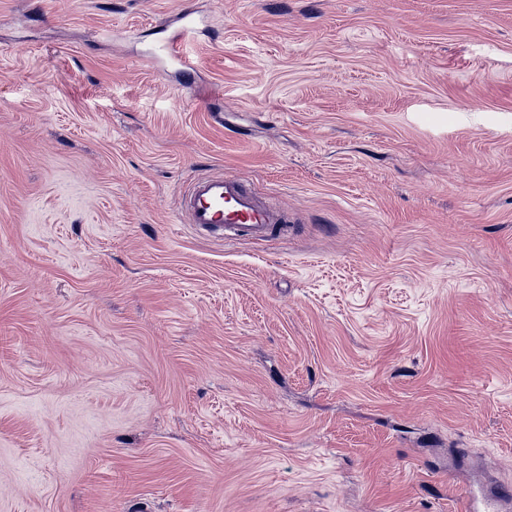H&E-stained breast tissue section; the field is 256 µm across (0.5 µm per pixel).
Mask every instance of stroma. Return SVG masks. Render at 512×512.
<instances>
[{
	"mask_svg": "<svg viewBox=\"0 0 512 512\" xmlns=\"http://www.w3.org/2000/svg\"><path fill=\"white\" fill-rule=\"evenodd\" d=\"M218 172L287 239L187 224ZM503 486L512 0H0V512ZM192 14L191 11L181 12L176 19V23H180V25L176 27V31L171 37L163 40L159 47L160 51L177 57L184 69H190L191 63L180 54V44L186 38L192 36L193 32L196 30L193 19L191 18Z\"/></svg>",
	"mask_w": 512,
	"mask_h": 512,
	"instance_id": "stroma-1",
	"label": "stroma"
}]
</instances>
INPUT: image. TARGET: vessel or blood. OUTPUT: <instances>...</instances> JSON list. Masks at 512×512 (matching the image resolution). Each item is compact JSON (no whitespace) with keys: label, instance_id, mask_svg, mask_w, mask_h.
Returning a JSON list of instances; mask_svg holds the SVG:
<instances>
[{"label":"vessel or blood","instance_id":"obj_1","mask_svg":"<svg viewBox=\"0 0 512 512\" xmlns=\"http://www.w3.org/2000/svg\"><path fill=\"white\" fill-rule=\"evenodd\" d=\"M171 37L160 45L162 52L179 56L181 43L195 26L190 12H181ZM187 223L224 238L225 242H270L288 235V215L263 199L247 180L233 174H207L195 178L178 201Z\"/></svg>","mask_w":512,"mask_h":512}]
</instances>
